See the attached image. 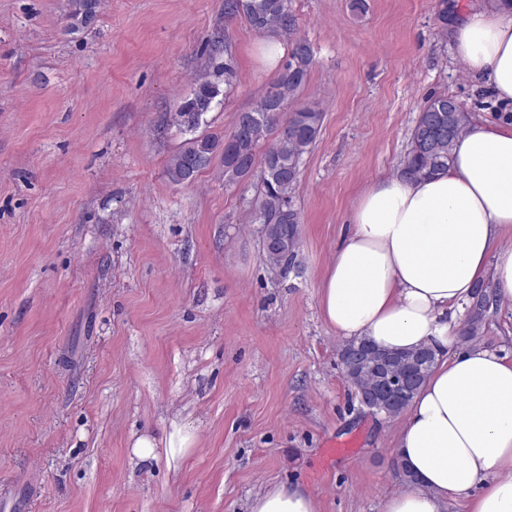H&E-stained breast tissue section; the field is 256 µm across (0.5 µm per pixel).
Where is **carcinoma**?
I'll return each instance as SVG.
<instances>
[{
  "label": "carcinoma",
  "instance_id": "cac0c4a2",
  "mask_svg": "<svg viewBox=\"0 0 512 512\" xmlns=\"http://www.w3.org/2000/svg\"><path fill=\"white\" fill-rule=\"evenodd\" d=\"M99 0H72L71 18L78 25H88L95 18ZM224 14L231 20L244 15L249 25L259 33L285 30L292 34L295 18L289 0H225ZM306 41H292L288 60L283 64L273 85L278 89L279 107H255L237 114L231 131L222 136L194 137L172 154L166 166L169 180L175 184H190L217 154L224 160V180L234 183L259 172L257 195L252 208L253 221L260 224L282 247L264 250L268 264L277 268L293 259L300 243V217L291 205V194L300 172L303 155L316 142L322 112L306 106L291 113L285 120L288 133L280 134L278 142L265 153L261 169H256V152L262 140L280 125L288 103L295 101L305 86L311 70L312 56L303 54ZM220 41H212V70L197 82L191 97L175 114V121L188 131L196 129L202 116L209 112L220 96H225L237 84L238 72L231 58L217 61ZM450 97L439 95L428 100L419 112L412 131L410 149L402 160L400 172L412 177H426L448 169L452 146L470 122V113L457 108L448 112ZM488 286L478 285L475 300L468 307L461 337L467 341L479 335L489 307ZM427 359L414 365L420 350L392 351L393 363L381 372L373 360H367L356 372L343 369L355 396L376 386L381 375L412 373V387L403 398L378 411L388 419L401 416L411 404L437 362V350L428 347Z\"/></svg>",
  "mask_w": 512,
  "mask_h": 512
}]
</instances>
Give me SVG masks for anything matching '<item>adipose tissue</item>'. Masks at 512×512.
<instances>
[{
	"instance_id": "ef3b65f1",
	"label": "adipose tissue",
	"mask_w": 512,
	"mask_h": 512,
	"mask_svg": "<svg viewBox=\"0 0 512 512\" xmlns=\"http://www.w3.org/2000/svg\"><path fill=\"white\" fill-rule=\"evenodd\" d=\"M453 49L483 76L500 121L473 120L446 171L374 181L319 291L326 323L382 349L437 346L441 355L404 413L395 454L415 480L383 512H512V358L460 340L478 283L512 302V7L475 6L453 28ZM250 512H318L304 488L258 492Z\"/></svg>"
}]
</instances>
